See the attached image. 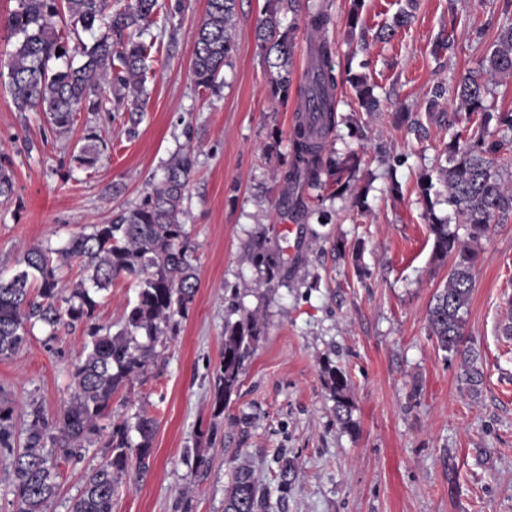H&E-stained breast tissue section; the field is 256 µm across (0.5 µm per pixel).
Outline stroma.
I'll use <instances>...</instances> for the list:
<instances>
[{"instance_id": "stroma-1", "label": "stroma", "mask_w": 512, "mask_h": 512, "mask_svg": "<svg viewBox=\"0 0 512 512\" xmlns=\"http://www.w3.org/2000/svg\"><path fill=\"white\" fill-rule=\"evenodd\" d=\"M267 0H239L232 64L219 92L197 88L192 74L195 32L206 0H185L172 24L176 49L159 43L146 82L147 103L135 138L124 133L127 113H78L64 137L46 136L38 112L18 113L0 85V152L11 160L16 194L0 201V274L11 275L21 245L63 246L114 210L139 203L147 182L192 143L196 165L185 218L199 270V288L177 336L131 386L130 401L112 414L156 417L148 473L131 475L113 512H224L235 462L250 465L268 493L267 512H512V222L491 225L479 245L475 285L464 315V342L480 356L483 382L470 392L460 361L431 336L429 306L448 279L432 256L417 180L437 167L461 128L458 109L441 102L427 120V91L455 87L475 70L497 30L512 23V0H418L410 27L388 41L377 32L405 0H365L356 32L346 20L353 0H330L337 68L351 66L376 84L380 109L361 110L350 84L340 86L338 153L361 157L358 188L370 211L350 199L327 202L328 219L291 220L275 206L272 179L289 151L295 101L267 93V74L254 29ZM456 18L455 48L433 54V42ZM192 137H184V128ZM109 140L95 167L72 152L89 129ZM298 264L270 299L254 294L266 328L223 416H212L214 369L229 315L225 285L255 277L249 244L265 225ZM136 296L119 278L96 295L97 321L112 325ZM84 336L48 341L36 326L28 345L0 360V391L16 408L30 400L54 413L69 397L68 369ZM346 373L355 404L354 431L336 421L324 362ZM215 427L212 444L199 431ZM294 457L298 475L287 495L277 490V452ZM201 453L209 465L196 468ZM103 455L87 446L79 463L61 468V486L47 512H68L84 471Z\"/></svg>"}]
</instances>
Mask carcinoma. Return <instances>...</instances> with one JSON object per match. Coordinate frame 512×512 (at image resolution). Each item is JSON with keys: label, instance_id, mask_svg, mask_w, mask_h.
Segmentation results:
<instances>
[{"label": "carcinoma", "instance_id": "obj_1", "mask_svg": "<svg viewBox=\"0 0 512 512\" xmlns=\"http://www.w3.org/2000/svg\"><path fill=\"white\" fill-rule=\"evenodd\" d=\"M6 27L16 37L0 81L18 112L46 115L48 130L60 137L73 127L77 113L99 112L111 101L115 112L130 113L125 134L138 135L141 104L146 96L149 58L155 40L144 35L157 23L160 10L170 21L184 9V0L163 5L159 0H127L107 12L109 0H15ZM238 0H206L205 16L194 38L192 73L197 87L216 91L223 68L231 65ZM300 0H270L255 26V38L264 54L269 93L286 99L293 83L292 58L297 23L283 24L284 16L298 14ZM63 29H58L56 21ZM306 26L322 33L309 53L302 82L296 87L297 105L289 133V154L273 168L280 186L279 211L303 214L311 197L303 195L332 183L339 195L353 191L360 159L354 152L336 158L330 135L337 126L340 80L335 73V46L327 33L332 24L327 0H316L305 16ZM106 32L95 35V29ZM89 34L86 42L82 35ZM61 54H56V51ZM482 70L512 75V24L504 27L481 60ZM359 106L377 111L374 86L361 75L350 77ZM114 92L108 99L106 91ZM487 84L469 74L453 90L465 120H479L478 130L458 133L445 146L450 166L424 172L420 196L430 203L435 184L446 188L451 214L439 217L426 211L433 258L448 263V282L428 310V327L438 346L460 359L462 381L476 393L483 381L479 357L464 345V310L475 283L476 244L490 225L512 220V183L502 171L512 167V142L496 137L512 130V110L489 112ZM187 144L163 167L162 176L149 183L138 204L120 209L105 224L72 235L65 246L26 245L14 272L0 276V360L9 359L29 342L36 324L58 335L59 329L83 330L87 337L70 370L72 392L51 417L35 402L17 413L0 399V457L9 461L13 512H46L59 492L61 467L78 461L93 442L102 443L103 460L85 476L81 493L69 512H112L113 501L131 469L146 471L154 456L156 421L146 413L135 422L124 419L103 424L111 417L114 398L128 390L137 377L157 362L156 346L178 335L198 290L199 278L187 245L181 217L195 169L191 129ZM77 161L94 166L107 150V142L94 130L83 137ZM8 157L0 156V198L15 195ZM467 230V239L450 230L451 223ZM250 260L256 273L254 289L288 282L292 263L284 257L274 229L263 228L252 239ZM76 266L81 279L72 286L62 280L64 268ZM119 277L133 280L137 298L127 305L117 331L100 325L94 294L106 290ZM236 320H224V349L214 370L212 411L219 417L238 394L246 364L254 355L265 322L257 311L231 304ZM325 384L334 402L336 420L353 431L354 402L345 373L325 364ZM278 488L288 493L297 475L295 459L278 453ZM253 471L246 464L234 469L224 512H263Z\"/></svg>", "mask_w": 512, "mask_h": 512}]
</instances>
